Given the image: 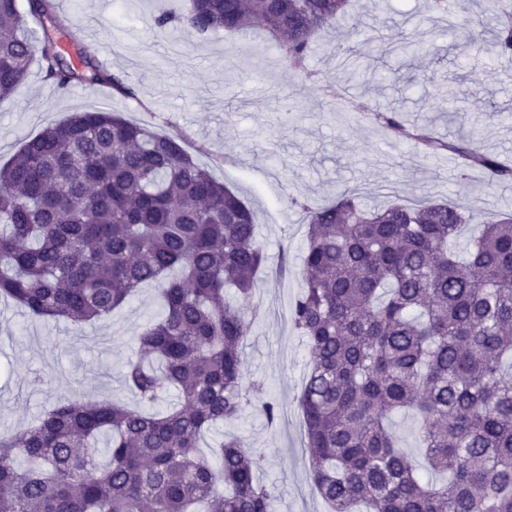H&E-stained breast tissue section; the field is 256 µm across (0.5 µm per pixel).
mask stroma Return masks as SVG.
<instances>
[{"label": "stroma", "mask_w": 512, "mask_h": 512, "mask_svg": "<svg viewBox=\"0 0 512 512\" xmlns=\"http://www.w3.org/2000/svg\"><path fill=\"white\" fill-rule=\"evenodd\" d=\"M183 2L58 0L67 59L103 63L127 90L83 83L61 90L31 66L17 105L0 107V164L47 126L102 109L180 135L193 159L248 203L269 268L253 297L262 312L246 339L248 371L265 382L284 417L272 429L250 410L217 432L240 435L257 449L259 475L277 496L276 512H327L295 437V398L310 353L289 319L301 278L295 272L280 277L276 270L283 250L295 255L304 247L307 226L289 200L322 204L351 187L371 206L447 201L477 223L511 212L512 182L488 186L482 170L462 169L450 153L427 157L369 116L391 104L408 124L446 140L474 139L480 149L512 163V60L499 56L488 33L475 45H460L446 32L447 16L425 12L422 0H355L342 30L380 22L389 39L418 30L432 50L371 59L380 74L404 77L375 86L338 71L325 33L307 64L317 79L304 81L285 72L279 49L262 31L157 29L159 13ZM159 311L151 286L110 319L80 329L30 317L0 299V432L30 422L64 397L132 402L121 382L123 366L138 333ZM33 371L46 378L38 392L27 387Z\"/></svg>", "instance_id": "35a3bbf8"}]
</instances>
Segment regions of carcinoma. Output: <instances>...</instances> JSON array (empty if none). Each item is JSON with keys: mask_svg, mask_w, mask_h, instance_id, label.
<instances>
[{"mask_svg": "<svg viewBox=\"0 0 512 512\" xmlns=\"http://www.w3.org/2000/svg\"><path fill=\"white\" fill-rule=\"evenodd\" d=\"M350 0H190L155 25L198 34L265 30L285 65L311 77L315 35ZM452 17L468 0H426ZM40 29L29 27L28 18ZM498 53L512 57V20L494 19ZM54 0H0V106L17 99L33 61L44 79L118 78L91 60L77 70L58 48ZM368 51L403 53L379 26ZM333 52L363 82L376 72ZM375 121L437 155H458L488 181L512 166L478 147L433 136L379 108ZM306 213L301 291L291 321L310 364L297 406L309 474L329 512H512V214L483 226L460 260L471 218L450 203L362 206L353 189ZM268 257L254 212L178 143L109 111L77 112L46 127L0 165V297L31 315L79 328L112 316L143 286L160 313L137 336L113 399H63L0 434V512H275L254 454L227 436L205 454L203 436L257 407L267 426L280 407L255 404L264 383L247 375L243 342ZM416 417L419 455L440 485L423 482L390 420Z\"/></svg>", "mask_w": 512, "mask_h": 512, "instance_id": "carcinoma-1", "label": "carcinoma"}]
</instances>
